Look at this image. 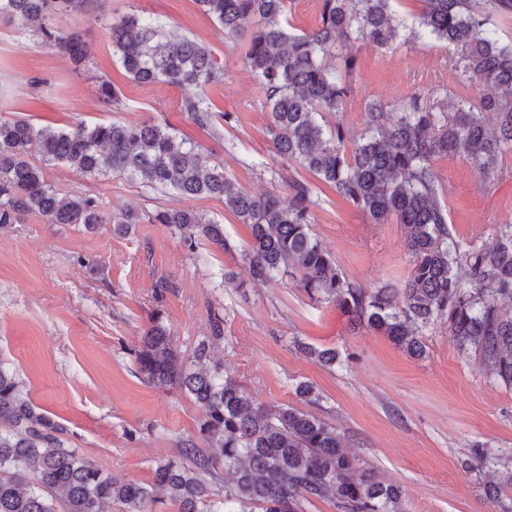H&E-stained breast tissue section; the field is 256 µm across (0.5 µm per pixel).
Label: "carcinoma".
Listing matches in <instances>:
<instances>
[{
  "instance_id": "obj_1",
  "label": "carcinoma",
  "mask_w": 512,
  "mask_h": 512,
  "mask_svg": "<svg viewBox=\"0 0 512 512\" xmlns=\"http://www.w3.org/2000/svg\"><path fill=\"white\" fill-rule=\"evenodd\" d=\"M108 0H0V19H19L39 43L87 59L84 32L61 30L54 17L97 5L94 20L106 27L116 56L141 84L165 83L185 93V110L204 126L210 107L201 89L224 75L211 51L187 37L168 38L162 25L136 14L112 18ZM231 39L248 35L244 63L261 84L271 112L275 154L331 187L375 223L394 217L406 228L411 271L401 285L374 289L348 281L333 256L313 236L315 183L279 173L286 196L255 195L220 166L208 167L198 147L151 121L118 122L70 131L37 127L0 116V228L37 212L50 224L106 222L97 201L82 194L61 198L42 166H67L86 176L119 172L154 191L224 200V208L249 226L243 250L252 281L280 274L315 302H333L353 321L384 333L407 355H426L424 330L436 322L463 351H473L487 378L512 388V224H501L492 245L461 249L448 228L444 189L432 167L436 157L463 159L490 180L499 159L512 154V48L490 27L494 14L512 13V0H424L418 26L405 38L433 37L456 52L461 76L490 93L459 99L442 112L430 98L412 96L391 112L365 106L362 131L352 136L326 118L343 110L348 85L334 63L342 44L358 38L374 47L400 36L391 0H322L320 27L288 31L287 0H198ZM143 218L113 216V231L129 234ZM190 249L206 240L232 250L224 226L193 210L163 209L149 217ZM465 273L459 274L458 268ZM139 372L153 383L184 389L205 410L202 443H181L182 462L155 470L153 483L106 477L74 448L63 427L33 405L15 373L0 362V512H154L158 493L180 512H300L309 498L331 496L341 512H404L402 490L344 448V437L326 421L297 407L254 402L224 364L211 361L206 344L186 362L160 318L134 352ZM502 467L485 485L500 512H512V450L487 452L475 442L465 468L480 474ZM233 485L220 490L219 467Z\"/></svg>"
}]
</instances>
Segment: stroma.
<instances>
[{"mask_svg":"<svg viewBox=\"0 0 512 512\" xmlns=\"http://www.w3.org/2000/svg\"><path fill=\"white\" fill-rule=\"evenodd\" d=\"M108 7L116 18L161 19L169 34L212 51L224 75L203 91L210 124L190 119L181 90L132 82L88 13L55 18L61 29L85 31L88 59L79 66L38 43L22 22L0 21V116L61 129L166 124L242 188L286 195L273 175L284 163L267 132L270 111L240 41L227 38L198 0H110ZM342 53L353 68L338 120L354 132L372 101L390 106L425 94L447 112L455 97L481 94L462 83L455 52L442 41L400 38L383 49L351 41ZM103 76L118 89V105L100 103ZM433 168L462 248L491 244L498 225L512 223V154L502 156L488 183L459 159H435ZM46 178L60 196L94 197L105 222L87 229L28 214L0 229V360L25 382L32 402L64 426L66 447L116 480L149 483L158 464L176 459L182 441L197 436L202 407L187 392L146 383L135 363L143 331L158 316L185 359L208 343L210 356L224 361L254 401L293 405L336 426L350 452L401 487L406 512H498L484 492L496 469L474 475L463 461L475 441L492 453L512 448V389L488 382L475 355L455 346L447 324L429 326L426 358H411L386 335L353 329L343 309L314 303L289 278L248 283L243 250L250 229L222 199L153 192L120 174L87 177L65 166L48 169ZM317 196L311 230L347 280L370 289L408 277L403 225L373 223L325 185ZM167 208L223 224L233 251L204 241L188 249L148 222ZM122 209L143 218L127 235L110 223ZM163 279L170 287L161 291ZM217 316L224 320L220 340L211 335ZM308 346L335 350L336 367L306 355ZM301 382L313 386L316 402L296 396Z\"/></svg>","mask_w":512,"mask_h":512,"instance_id":"stroma-1","label":"stroma"}]
</instances>
